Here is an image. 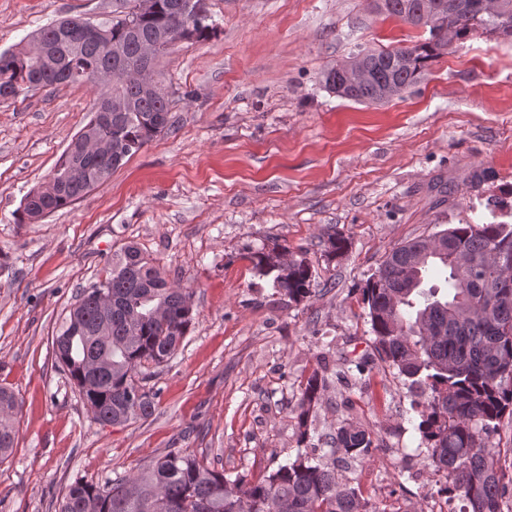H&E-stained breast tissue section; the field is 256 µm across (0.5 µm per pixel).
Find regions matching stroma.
<instances>
[{"mask_svg":"<svg viewBox=\"0 0 512 512\" xmlns=\"http://www.w3.org/2000/svg\"><path fill=\"white\" fill-rule=\"evenodd\" d=\"M118 3L0 0V51L66 16L100 23ZM206 4L214 35L157 61L174 129L36 224L15 213L101 89H34L0 105V386L19 399L0 512H56L74 480L102 486L171 448L257 480L299 451L300 388L321 367L316 430L354 416L374 432L355 486L373 506L396 496L406 512H431L439 482L413 453L417 395L373 352L361 289L393 247L476 220L512 186V43L475 32L400 97L368 105L326 90L324 73L358 47L406 46L423 29L372 0ZM335 230L351 246L331 261ZM127 241L190 289L195 321L175 356L145 370L153 415L103 427L51 341ZM277 244L311 267L301 303L281 299L248 258Z\"/></svg>","mask_w":512,"mask_h":512,"instance_id":"35a3bbf8","label":"stroma"}]
</instances>
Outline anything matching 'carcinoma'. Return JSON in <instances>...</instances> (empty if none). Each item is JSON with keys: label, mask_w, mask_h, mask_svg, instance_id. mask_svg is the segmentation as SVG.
<instances>
[{"label": "carcinoma", "mask_w": 512, "mask_h": 512, "mask_svg": "<svg viewBox=\"0 0 512 512\" xmlns=\"http://www.w3.org/2000/svg\"><path fill=\"white\" fill-rule=\"evenodd\" d=\"M122 0L105 21L81 16L61 19L70 36L57 38L52 25L35 37L53 45L56 66L45 67L17 44L0 52V103L24 92L61 84H90L87 73L112 65L105 42L84 30L99 27L126 49V64L140 63L137 41L154 39L169 47L187 38L201 41L215 33L202 14L187 37L177 15L187 0ZM377 0L384 13L428 31L411 46L363 49L353 60L367 79L344 86L335 68L324 85L336 95L383 104L418 84L429 63L456 41L482 30L512 40V0ZM121 112L95 110L85 127L117 144L111 156H86L73 141L56 163L60 184L25 195L16 212L19 224H36L40 214L68 207L106 182L126 158L173 127L170 101L132 83L112 88ZM350 242L341 233L327 236L325 254L344 255ZM288 247L275 245L250 253L253 269L275 274L273 288L300 303L312 293V271L303 258L279 263ZM186 288L171 285L159 266L128 242L112 254L105 276L84 288L54 336L55 363L66 370L94 420L124 425L146 420L156 394L144 385L142 369L160 365L179 350L194 321ZM362 301L379 359L420 392V443L434 471L445 478L442 490L463 503L460 512H504L506 486L486 441L504 418L512 419V224L491 218L450 224L426 237L393 247L362 288ZM328 381L315 370L301 388L296 427L301 442L320 448L314 457L299 453L257 481L231 480L200 462L188 448H171L128 478L104 485L71 483L58 512H373L352 479L336 470L361 462L373 447V432L346 420L336 431L313 436L310 414L322 402ZM16 394L0 387V460L16 447L13 415Z\"/></svg>", "instance_id": "obj_1"}]
</instances>
